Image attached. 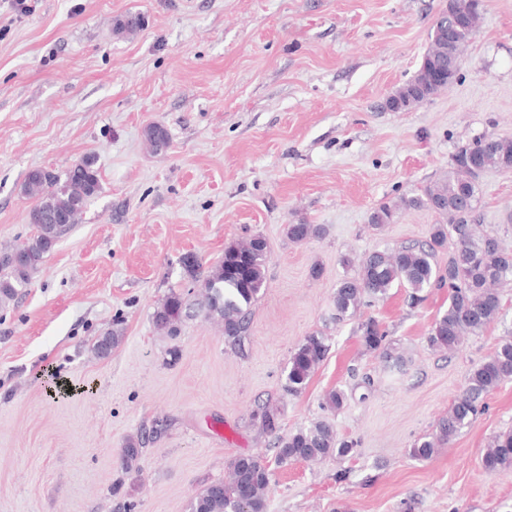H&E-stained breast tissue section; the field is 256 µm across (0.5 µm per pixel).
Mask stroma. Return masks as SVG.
Listing matches in <instances>:
<instances>
[{
  "label": "stroma",
  "instance_id": "35a3bbf8",
  "mask_svg": "<svg viewBox=\"0 0 512 512\" xmlns=\"http://www.w3.org/2000/svg\"><path fill=\"white\" fill-rule=\"evenodd\" d=\"M448 0H0V249L28 239L35 167L94 157L101 190L14 302L0 307V512H187L240 455L273 458L252 420L281 434L329 419L357 441L349 457L274 469L267 512H512V468L487 472L491 437L512 428V382L431 459L412 458L465 387L470 369L512 330L502 316L452 352L427 336L448 291L406 289L332 321L333 293L364 255L424 242L439 216L404 210L482 134L512 139V0H487L448 88L406 112L384 109L429 46ZM129 12L144 25L115 34ZM167 128L161 153L144 139ZM397 206L373 229L380 205ZM512 212V171L481 183L484 228ZM322 227L295 243L286 227ZM262 235L267 284L241 347L218 315L178 338L152 315L188 291L183 264L215 265L232 242ZM320 275H313V268ZM374 318L408 361L386 367L358 324ZM118 326L110 357L92 345ZM331 351L297 396L281 372L307 335ZM179 346L178 361L168 350ZM341 389L344 407L323 410ZM142 438L139 468L120 451Z\"/></svg>",
  "mask_w": 512,
  "mask_h": 512
}]
</instances>
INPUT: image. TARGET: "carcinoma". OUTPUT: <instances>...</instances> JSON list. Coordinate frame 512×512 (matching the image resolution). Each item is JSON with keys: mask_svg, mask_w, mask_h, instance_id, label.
<instances>
[{"mask_svg": "<svg viewBox=\"0 0 512 512\" xmlns=\"http://www.w3.org/2000/svg\"><path fill=\"white\" fill-rule=\"evenodd\" d=\"M481 19L482 15H477L468 27L458 29L446 41L431 32L430 45L417 71L406 82L407 91H412L422 74L431 69L447 71L449 77L433 85L426 97L451 84ZM141 26L142 17L129 12L116 19L114 30L132 34ZM144 136L156 152L169 146V133L161 125L148 126ZM490 171H512V140L491 135L473 139L453 154L447 175L421 193L403 199L405 208L432 210L447 223L433 225L429 240L424 243L386 246L366 255L356 273L336 286V320L355 317L362 307L384 298L398 285L409 290L412 305L424 300L422 292L427 288H448V309L435 319L427 337L433 349L453 351L465 336H478L497 322L502 310L501 288L512 284V249L504 244L499 230L480 232L476 225L481 179ZM23 189L35 199L29 211V223L35 233L26 242L0 251V305L8 304L19 289L31 282L60 238L77 223L85 204L100 192L101 183L94 161L85 158L62 173L44 168L30 170ZM393 219L394 210L383 205L371 213L369 221L379 228ZM320 233L316 224L287 225L288 239L295 243ZM450 242L453 249L448 252V265L442 269L437 255ZM267 261L266 239L253 235L225 246L222 260L205 275L198 261L184 262L192 281L201 284L202 292L191 303L185 294L169 292L153 313L154 327L176 338L185 320L200 312L216 313L224 321V339L234 347L241 345L252 307L266 283ZM359 331L365 348L379 353L390 367L399 369L405 364L404 356L396 352L376 320H365ZM120 340V331L111 329L94 343L93 351L99 357L109 354ZM330 350V338L323 333L304 337L283 371L284 391L290 395L302 393ZM508 381H512V334L503 337L494 351L471 369L464 390L454 399L448 414L438 421L435 433L416 440L409 455L418 460L431 458L482 413L481 400ZM252 418L260 421L264 433L274 436L275 459L281 465L348 456L357 447L353 440L339 439L327 419L281 435L276 415L268 406H257ZM140 445L141 441L133 438L127 441L121 455L123 469L129 471L138 465ZM481 462L488 472L512 467L511 428L492 437ZM272 476L264 459L238 456L230 462L225 478L209 483L194 496L190 512H266V492Z\"/></svg>", "mask_w": 512, "mask_h": 512, "instance_id": "carcinoma-1", "label": "carcinoma"}]
</instances>
